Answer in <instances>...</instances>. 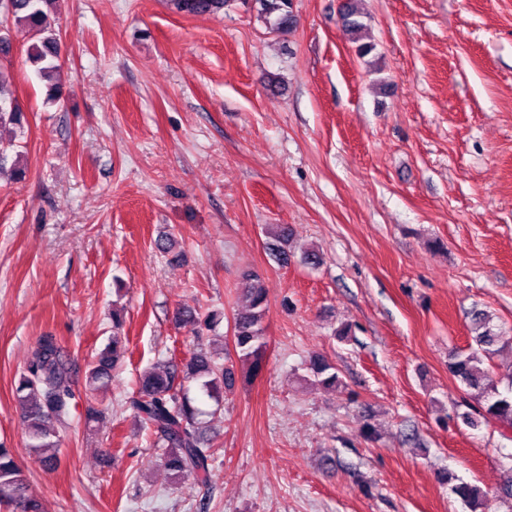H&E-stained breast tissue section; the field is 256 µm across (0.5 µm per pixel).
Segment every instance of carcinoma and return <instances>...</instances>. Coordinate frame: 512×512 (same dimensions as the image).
<instances>
[{
    "instance_id": "obj_1",
    "label": "carcinoma",
    "mask_w": 512,
    "mask_h": 512,
    "mask_svg": "<svg viewBox=\"0 0 512 512\" xmlns=\"http://www.w3.org/2000/svg\"><path fill=\"white\" fill-rule=\"evenodd\" d=\"M56 0H0V15L28 30L34 42L28 48V58L37 67V74L49 78L60 67V51L55 33L50 30L48 11ZM234 0H170L178 12L199 15L214 14L233 4ZM258 14L273 32H284L297 23L292 0H254ZM341 21L356 43V54L364 58L375 47L361 41L366 28L363 14L348 2L341 13ZM26 118L16 99L5 85L4 71L0 69V127L7 124L24 127ZM248 306L234 317V349L239 361L247 366L248 376L257 378L264 368L268 345L264 322L268 293L262 277L255 271L242 275ZM179 324L202 325L212 330L220 322L215 313L200 318L194 309H180L175 313ZM122 317L112 311V345L98 353L87 367L89 386H104L112 377L125 352L121 336ZM470 342L465 349L449 354L448 370L451 376L473 392L480 403L479 417L461 415L464 423L476 427L479 418L499 422L512 429V372L507 374L505 390H500L501 378L494 373L492 361L499 351L498 336L492 317L483 309H474L470 319ZM308 369L326 388L341 384L334 365L323 355L314 354ZM203 381L208 396L219 399L222 390L235 387L236 369L221 358L201 348L184 362L168 360L163 368L151 370L140 377L136 394L127 398L144 429L154 438V444L164 449L161 464L177 479L193 478L207 482L213 452L204 437V412L194 406L184 383ZM15 396L21 405L22 422L30 439L29 448L35 452L58 447L59 430L69 424L73 400L72 368L69 358L57 338L45 334L38 338L15 386ZM503 479L498 497L512 501V460L502 465ZM452 492L470 512L485 508L486 493L480 487L461 481L452 486ZM0 508L9 512H41L40 502L30 493L28 480L15 461L12 451L0 447Z\"/></svg>"
}]
</instances>
